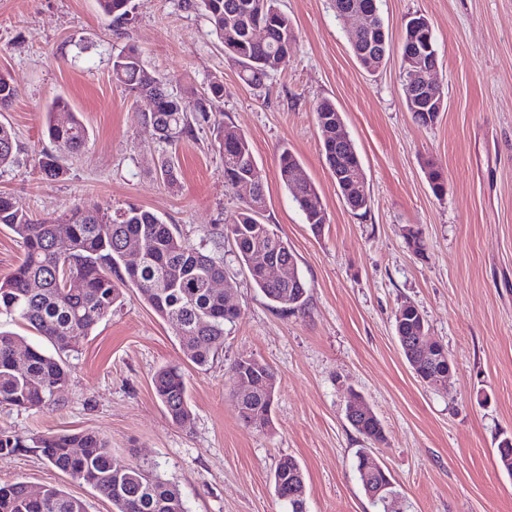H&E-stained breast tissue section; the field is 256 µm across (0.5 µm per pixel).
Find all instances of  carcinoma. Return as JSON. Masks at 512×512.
I'll return each mask as SVG.
<instances>
[{
  "label": "carcinoma",
  "instance_id": "obj_1",
  "mask_svg": "<svg viewBox=\"0 0 512 512\" xmlns=\"http://www.w3.org/2000/svg\"><path fill=\"white\" fill-rule=\"evenodd\" d=\"M277 0H185V6L206 15L212 34L224 46L225 56L239 68L241 80L261 86L279 70L297 41L292 20L280 11ZM336 16L345 21L348 12L366 11L368 24L349 31L350 49L360 63L367 50L377 51V60L390 55L388 29L380 16L378 0H339ZM130 0H99L102 14L115 22L129 16ZM429 47V55H438V47L429 19L415 14L405 23L401 66L418 50ZM112 80L128 95L152 97L155 110L146 116L159 139L173 143L193 136L190 117L218 112L224 103V83L210 82L203 91L188 96L172 94L166 80L149 69L142 51L126 45L112 54ZM12 79L0 73V106L16 98ZM413 112L416 122L431 125L445 111L446 97ZM322 152L327 166L344 175L336 182L346 203L365 212L369 204L367 180L361 157L354 144L336 142V122L341 120L336 105L321 99L314 104ZM48 136L55 151L42 155L38 162L47 180L65 174L59 154L78 153L87 144L88 129L77 113L61 97L48 108ZM215 142L224 158V186L234 189L243 180L256 186L252 200L236 212L225 225V239L232 240L236 254L246 268L249 280L276 308L297 311L306 305L308 288L298 271L297 256L288 241L262 221L266 196L261 171L250 143L243 133L227 125L217 127ZM17 143L14 130L0 123V168L14 162ZM300 162L288 150L279 156V176L292 196L305 223L318 229L327 223L315 184L299 182ZM427 178L433 193L446 194L442 170L430 165ZM65 224L69 233L57 236V225ZM0 226L11 230L23 247V258L11 273L0 278V315L19 319L52 344L55 354L39 346L24 345L22 339L0 331V404L20 409H37L49 402L69 380V371L60 357L74 352L81 340L112 308L121 305L122 287L136 288L141 298L163 321L174 327L188 361L197 367L209 365L224 348V326L239 319L240 313L224 305V294L207 287L210 281L224 278V239L212 246L195 245L175 224L135 205L109 213L100 207L72 204L57 215L35 218L17 208L12 198L0 194ZM144 247V258L134 271L124 266V247L128 241ZM269 257L292 267L291 276L271 281L259 257ZM83 281L78 293L65 286V277ZM395 335L409 366L439 390L448 383V357L424 353L415 336L427 327L420 310L412 304L398 308L394 320ZM25 348V366L17 367L16 352ZM231 378L252 385L251 395L240 399L238 409L245 426L259 429L272 421L276 375L251 357H240L230 369ZM152 384L157 399L171 420L178 425L191 421L186 399V379L181 368L167 366L158 370ZM352 427L367 441L380 444L385 431L378 418L358 417ZM499 465L512 476V436L499 441ZM39 452L55 469L89 485L107 497L114 512H186L177 486L165 479L159 466L114 463L109 442L93 431L55 432L22 436L0 430V455H15L30 450ZM354 469L364 492L385 479L367 459V449L355 453ZM277 497L288 512H307L305 473L300 462L288 455L281 457L273 471ZM0 512H85L84 503L56 486H45L33 495L23 482L0 485Z\"/></svg>",
  "mask_w": 512,
  "mask_h": 512
}]
</instances>
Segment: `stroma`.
<instances>
[{
    "label": "stroma",
    "instance_id": "1",
    "mask_svg": "<svg viewBox=\"0 0 512 512\" xmlns=\"http://www.w3.org/2000/svg\"><path fill=\"white\" fill-rule=\"evenodd\" d=\"M380 4L392 51L370 73L352 55L334 0H277L296 46L263 86L249 87L204 13L182 0H132L124 24L104 18L97 0H0V72L17 89L0 121L18 144L13 163L0 168V192L39 217L77 202L135 204L179 225L191 242L206 241L244 198L224 185L219 121L249 139L266 177L263 221L288 240L309 288L305 308H273L225 242L223 286L241 317L212 364L189 366L173 327L128 287L122 307L66 356L70 378L54 403L0 405V429L98 432L116 464L159 463L187 512H286L272 483L284 455L304 469L307 512H376L352 466L366 446L399 490L395 512H512V476L497 451L499 438L512 435V0ZM415 13L433 24L447 100L428 127L406 109L398 52ZM128 44L170 92L222 79L221 111L194 120L193 138L160 142L144 120L149 100L128 97L112 80V52ZM59 96L80 113L89 140L82 155L63 156L66 175L50 181L38 160L53 148L46 110ZM321 97L336 103L361 156L365 214L347 208L324 162L311 108ZM285 148L319 191L328 217L321 234L280 182ZM168 158L177 168L172 185L159 175ZM432 164L447 177L441 198L426 177ZM410 228L423 254L408 246ZM406 302L448 349L447 389L422 385L401 354L394 314ZM241 356L277 374L272 423L261 432L239 418L230 366ZM166 365L184 368L190 425L173 423L154 394L152 376ZM355 394L380 420L385 443L368 445L349 423ZM14 481L56 485L86 512H113L108 498L32 451L0 456V484Z\"/></svg>",
    "mask_w": 512,
    "mask_h": 512
}]
</instances>
